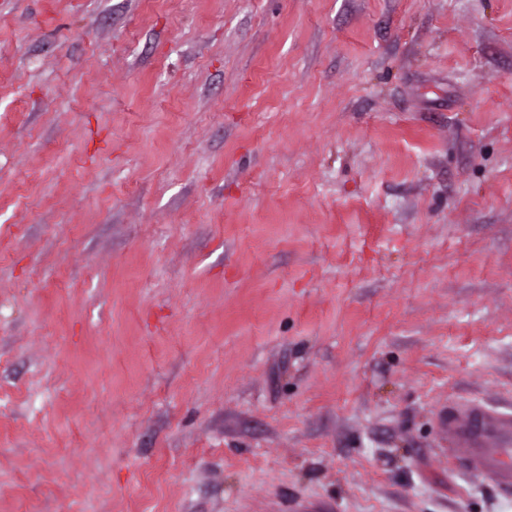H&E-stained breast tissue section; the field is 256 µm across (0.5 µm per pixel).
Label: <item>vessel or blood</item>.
Returning <instances> with one entry per match:
<instances>
[{
	"label": "vessel or blood",
	"mask_w": 512,
	"mask_h": 512,
	"mask_svg": "<svg viewBox=\"0 0 512 512\" xmlns=\"http://www.w3.org/2000/svg\"><path fill=\"white\" fill-rule=\"evenodd\" d=\"M448 434L458 441L456 453L468 470L489 476L502 492L512 491V414L474 406L465 420L449 417Z\"/></svg>",
	"instance_id": "vessel-or-blood-1"
}]
</instances>
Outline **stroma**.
<instances>
[{"label":"stroma","instance_id":"1","mask_svg":"<svg viewBox=\"0 0 512 512\" xmlns=\"http://www.w3.org/2000/svg\"><path fill=\"white\" fill-rule=\"evenodd\" d=\"M512 0H0V512H512ZM448 435L463 445L451 450L465 467L492 478L503 493L512 490V414L467 409L464 421L448 413Z\"/></svg>","mask_w":512,"mask_h":512}]
</instances>
